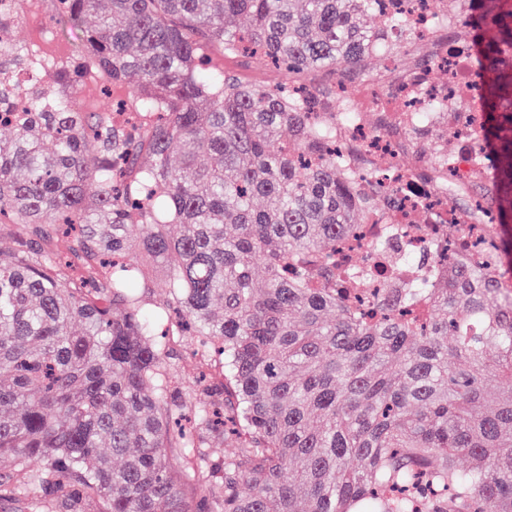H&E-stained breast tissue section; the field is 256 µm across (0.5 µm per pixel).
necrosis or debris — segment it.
Wrapping results in <instances>:
<instances>
[{
	"label": "necrosis or debris",
	"mask_w": 512,
	"mask_h": 512,
	"mask_svg": "<svg viewBox=\"0 0 512 512\" xmlns=\"http://www.w3.org/2000/svg\"><path fill=\"white\" fill-rule=\"evenodd\" d=\"M471 7L470 0H385V14L406 19L411 38L428 47L434 63L445 68L447 79L432 82L428 69L410 66L400 70L393 87H386L376 75L339 97L350 119L337 123L336 146L357 175L360 191L371 192V173L381 167L399 200L395 206H376L366 222L337 245L347 267L375 270L374 287H403L413 276L411 258L447 253L464 228L470 229L479 246L458 253V260L477 268L493 263L495 245L487 241V226L477 210L448 209L449 192L485 180L475 142L484 115L476 110L471 51L448 43L449 27ZM448 125L456 131L455 144L449 148L433 142L437 162L429 175L403 163V154L414 146L413 130ZM381 239L387 248L379 253L374 245Z\"/></svg>",
	"instance_id": "obj_1"
}]
</instances>
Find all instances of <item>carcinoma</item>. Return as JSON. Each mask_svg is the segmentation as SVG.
I'll use <instances>...</instances> for the list:
<instances>
[{"mask_svg": "<svg viewBox=\"0 0 512 512\" xmlns=\"http://www.w3.org/2000/svg\"><path fill=\"white\" fill-rule=\"evenodd\" d=\"M381 0H56L86 66L138 83L136 134L48 91L11 88L40 59L0 42V502L30 512H512V268L446 257L431 286L386 288L368 317L336 289V243L356 197L322 92L243 85L203 68L204 43L289 74L359 68L387 34ZM482 55L476 139L492 147L493 226L512 225V0H475ZM249 27L238 26L240 18ZM80 65L54 67L75 87ZM74 236L89 277L47 247ZM262 286L254 283L257 258ZM163 336H207L221 384L195 425ZM426 297V316L401 310ZM499 379L490 390L489 371ZM223 437L224 461L191 454ZM471 460L467 469L456 460ZM197 487L200 497L186 496Z\"/></svg>", "mask_w": 512, "mask_h": 512, "instance_id": "obj_1", "label": "carcinoma"}]
</instances>
